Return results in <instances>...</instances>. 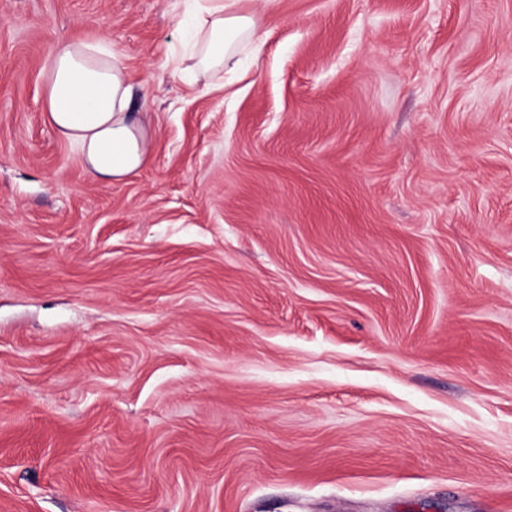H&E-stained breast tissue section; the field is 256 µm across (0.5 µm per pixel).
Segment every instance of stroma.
<instances>
[{"mask_svg":"<svg viewBox=\"0 0 512 512\" xmlns=\"http://www.w3.org/2000/svg\"><path fill=\"white\" fill-rule=\"evenodd\" d=\"M188 0H0V512H512V0H275L172 73ZM105 35L154 120L45 119ZM44 108L93 177L117 183L139 171L152 149L149 123L132 112L124 56L105 37L62 40L49 54Z\"/></svg>","mask_w":512,"mask_h":512,"instance_id":"stroma-1","label":"stroma"}]
</instances>
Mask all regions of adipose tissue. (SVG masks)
Returning a JSON list of instances; mask_svg holds the SVG:
<instances>
[{"label": "adipose tissue", "instance_id": "1", "mask_svg": "<svg viewBox=\"0 0 512 512\" xmlns=\"http://www.w3.org/2000/svg\"><path fill=\"white\" fill-rule=\"evenodd\" d=\"M192 39L181 54L202 74L234 67L241 43L256 40L253 12L242 0H192ZM44 108L50 125L73 145L93 177L117 183L139 171L152 149L149 124L132 110L134 90L124 56L111 40H63L47 64Z\"/></svg>", "mask_w": 512, "mask_h": 512}]
</instances>
